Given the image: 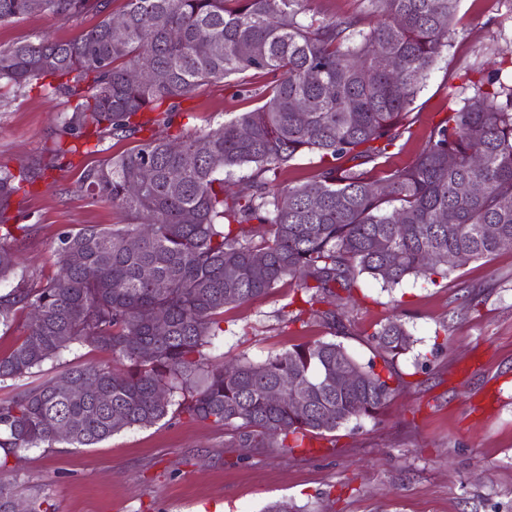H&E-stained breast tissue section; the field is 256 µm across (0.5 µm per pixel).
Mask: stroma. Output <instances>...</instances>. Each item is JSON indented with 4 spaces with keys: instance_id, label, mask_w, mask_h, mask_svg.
Listing matches in <instances>:
<instances>
[{
    "instance_id": "obj_1",
    "label": "stroma",
    "mask_w": 512,
    "mask_h": 512,
    "mask_svg": "<svg viewBox=\"0 0 512 512\" xmlns=\"http://www.w3.org/2000/svg\"><path fill=\"white\" fill-rule=\"evenodd\" d=\"M98 15L64 23L42 13L0 25V46L43 34L68 40ZM512 58V13L461 0L456 33L419 93L408 133L388 164L418 158L433 125L461 97L470 67ZM247 103L223 84L199 87L181 103L205 129ZM65 98L38 88L0 108V166L39 169L13 198L9 240L35 280L56 271L59 234L87 224L121 223V210L81 189L84 168L132 149L135 139L102 134L94 152L55 158ZM53 168H46V161ZM289 286L225 311L209 353L260 361L305 340L328 338L324 325L287 326ZM344 346L360 361L378 352L374 325L400 317L415 343L395 363L404 383L387 407L333 437L288 453L239 448L236 434L185 416L122 430L92 448L64 444L19 452L4 476L45 495L54 512H262L292 500L303 512H512V247L452 272L439 285L412 277L387 288L360 277Z\"/></svg>"
}]
</instances>
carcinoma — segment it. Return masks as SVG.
Instances as JSON below:
<instances>
[{
    "mask_svg": "<svg viewBox=\"0 0 512 512\" xmlns=\"http://www.w3.org/2000/svg\"><path fill=\"white\" fill-rule=\"evenodd\" d=\"M311 2L125 0L111 15L108 0H0V24L34 12L68 23L101 16L66 41L46 34L0 48V87L15 97L49 87L71 103L62 139L169 129L182 100L205 83L254 102L214 127L185 123L85 169L81 186L110 199L124 222L60 233L57 272L35 287L25 286L4 240L11 200L36 172L0 168V282L19 278L0 293V325L19 309L30 313L24 336L0 355V383L29 379L0 396V471L22 450L61 440L91 448L175 412L232 428L242 448L290 450L374 417L404 383L392 365L414 343L405 322L373 329L380 367L323 339L261 362L215 363L205 347L224 311L287 280L296 292L284 323L320 322L347 336V312L324 307L336 289L352 292L362 275L390 288L410 276L434 284L512 240V82L501 78L512 60L465 72L469 93L430 129L418 159L382 171L454 34L460 0H367L364 10L330 18L309 14ZM113 23L122 37L110 35ZM143 67L150 76L131 80ZM258 74L265 83L257 87ZM304 154L318 157L311 178L281 183L282 169ZM244 168L243 182L230 181ZM469 182L482 191L462 193ZM75 346L109 352L121 368L69 366L30 380ZM343 367L354 383L338 389ZM289 381L286 398L271 401ZM18 499L16 482L0 479V512H14ZM24 502L25 512H51L39 494Z\"/></svg>",
    "mask_w": 512,
    "mask_h": 512,
    "instance_id": "1",
    "label": "carcinoma"
}]
</instances>
